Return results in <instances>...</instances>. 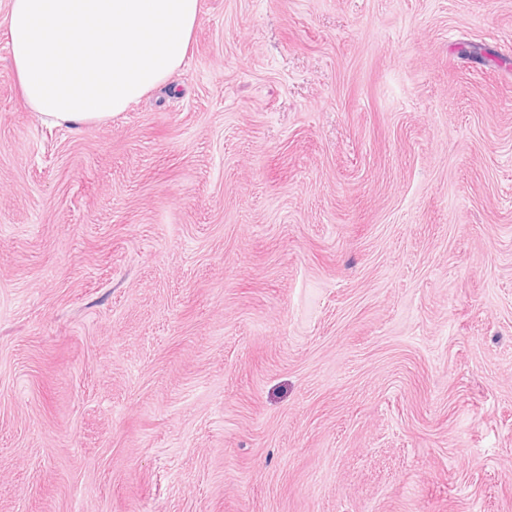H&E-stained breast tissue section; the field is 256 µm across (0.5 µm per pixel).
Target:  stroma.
<instances>
[{
	"label": "stroma",
	"instance_id": "stroma-1",
	"mask_svg": "<svg viewBox=\"0 0 512 512\" xmlns=\"http://www.w3.org/2000/svg\"><path fill=\"white\" fill-rule=\"evenodd\" d=\"M0 0V512H512V0H200L112 120Z\"/></svg>",
	"mask_w": 512,
	"mask_h": 512
}]
</instances>
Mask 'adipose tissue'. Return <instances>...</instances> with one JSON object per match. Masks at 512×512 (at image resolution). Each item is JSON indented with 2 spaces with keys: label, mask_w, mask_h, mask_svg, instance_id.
<instances>
[{
  "label": "adipose tissue",
  "mask_w": 512,
  "mask_h": 512,
  "mask_svg": "<svg viewBox=\"0 0 512 512\" xmlns=\"http://www.w3.org/2000/svg\"><path fill=\"white\" fill-rule=\"evenodd\" d=\"M200 0H9L11 65L53 125L105 122L183 64Z\"/></svg>",
  "instance_id": "obj_1"
}]
</instances>
